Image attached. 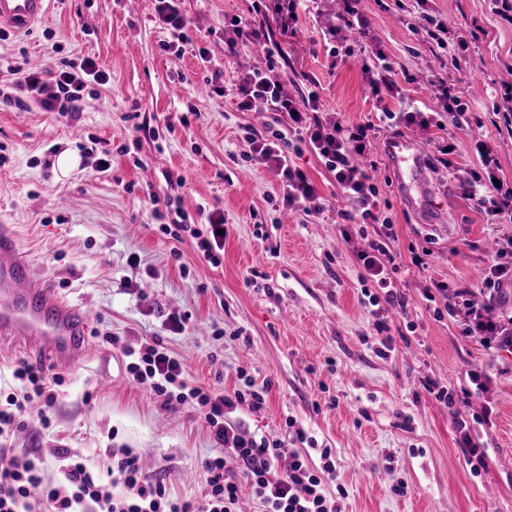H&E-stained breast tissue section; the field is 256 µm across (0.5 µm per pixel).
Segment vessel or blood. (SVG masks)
Returning <instances> with one entry per match:
<instances>
[{"label": "vessel or blood", "instance_id": "vessel-or-blood-1", "mask_svg": "<svg viewBox=\"0 0 512 512\" xmlns=\"http://www.w3.org/2000/svg\"><path fill=\"white\" fill-rule=\"evenodd\" d=\"M50 0H0V29L27 31L49 14ZM381 152L395 171L407 203L421 212L437 210L423 165V149L411 136L384 140ZM35 351L45 368L78 365L89 349L88 318L48 283H36L32 261L8 224H0V341Z\"/></svg>", "mask_w": 512, "mask_h": 512}]
</instances>
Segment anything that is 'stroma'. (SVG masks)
<instances>
[{"instance_id": "stroma-1", "label": "stroma", "mask_w": 512, "mask_h": 512, "mask_svg": "<svg viewBox=\"0 0 512 512\" xmlns=\"http://www.w3.org/2000/svg\"><path fill=\"white\" fill-rule=\"evenodd\" d=\"M251 0H182L191 26L182 49L155 12V0H52L47 19L25 34L0 40V55L49 75L60 59H92L109 76L91 85L87 106L66 118L38 106L0 105V224L18 225L37 281L53 283L89 318L91 353L63 372L57 425L31 423L17 446L42 456L47 478L58 475L51 448L77 452L94 471L111 465L113 448H130L163 480L173 497L201 498L200 466L217 455L210 430L191 407H166L132 383L123 348L157 336L187 367L193 385L233 390L239 372L271 380L265 406L230 414L257 434L284 433L296 420L319 446L331 449L344 512H512V372L478 339L428 310L427 288H479L488 243L512 237V223H487L464 186L478 160L475 142L488 144L498 176L512 183V111L500 91L512 84V27L491 0H363L370 31L397 73L395 112H435L433 82L454 87L466 108L462 127L379 121V106L363 71L367 41L345 31L326 41L337 22L336 0H307L295 36L280 38L284 58L255 46L229 53L224 20L248 17ZM430 14L467 40L440 45L421 19ZM224 72V92H210L200 53ZM336 69H329V62ZM277 78L297 96L318 86L327 112L345 125H374L378 140L410 135L420 141L431 189L443 209L439 223L406 206L386 157L373 151L378 203L396 226L405 308H386L390 336L381 346L360 268L341 238L347 207L334 175L309 150L292 163L326 201L320 215L283 210L281 176L262 157L242 161L246 125L270 122L266 112L238 110L233 89L252 71ZM82 137L108 142L112 168L95 171V157L77 150ZM457 152L444 161L439 142ZM77 165L61 172L60 154ZM180 199L189 216L199 206L224 215L227 235L220 265L206 261L190 237L161 233L148 197ZM264 227L265 238L255 235ZM424 254L426 264L413 265ZM139 266H129L131 255ZM187 313L184 332H167V313ZM118 336L119 344L105 341ZM490 376L467 414L493 405V426L476 434L487 465L473 473L460 447L452 407L436 401L424 380L460 385L473 365ZM404 482L396 495L393 484Z\"/></svg>"}]
</instances>
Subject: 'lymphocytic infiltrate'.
Wrapping results in <instances>:
<instances>
[{
	"mask_svg": "<svg viewBox=\"0 0 512 512\" xmlns=\"http://www.w3.org/2000/svg\"><path fill=\"white\" fill-rule=\"evenodd\" d=\"M302 0H252L248 18H232L227 31L229 50L258 40L267 23H276L281 36L295 34L298 8ZM12 75L11 91L0 90V103L26 107L36 100L47 112L76 116L85 100L89 85L106 84L108 75L88 59L62 62L53 85H46L38 74L21 66L7 64ZM243 111L268 112L271 123L263 127H243L241 138L249 153H256L274 163L280 171L282 204L305 215L322 214L325 206L313 182L294 167L289 154L305 145L335 176L350 208L341 219L355 224H374L378 231L366 249L356 257L363 272L361 281L376 288L368 300L372 305L374 328L384 332L387 323L379 303L403 305L404 300L393 279L400 266L390 249L397 233L389 216L378 210V188L366 170L355 162L371 144L372 125H344L340 119L319 114V93L309 88L301 97L284 93L280 83L255 71L237 86ZM468 191L489 222L512 216V183L490 184L480 172H472ZM157 212L160 231L173 239L190 235L196 239L200 254L211 263H219L224 249L220 230L224 217L213 213L207 223L194 224L180 200L166 199ZM512 283V238L486 260L480 288H460L445 304L447 315L462 326L463 337H479L484 349L497 351L512 344V329L486 320L484 311L503 288ZM126 371L137 384L150 390L170 407L189 405L198 411L218 445V455L203 464L207 491L201 498H173L163 482L149 479L137 454L124 448L112 449L113 464L106 472L90 471L78 454L68 448L53 449L62 466L57 479L48 481L32 454L14 448L16 432L29 420H38L42 428L56 423L55 392L59 378L48 377L44 370L19 362L13 376L21 384L0 402V512H238L241 484H248L263 512H342L339 496L328 492L335 480L332 451L318 448L317 440L295 421H288L287 438L260 435L231 424L226 416L241 405L261 408L271 388L270 382L255 384L244 378L242 386L230 393H220L191 385L180 359L161 339L141 341L139 348L124 352ZM319 449L322 465L313 468L307 449Z\"/></svg>",
	"mask_w": 512,
	"mask_h": 512,
	"instance_id": "f902f5d3",
	"label": "lymphocytic infiltrate"
}]
</instances>
